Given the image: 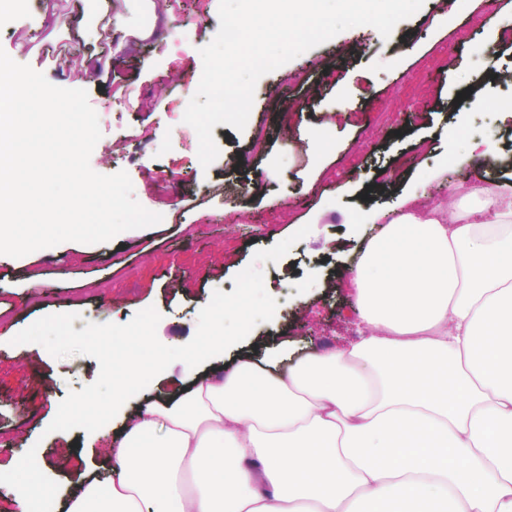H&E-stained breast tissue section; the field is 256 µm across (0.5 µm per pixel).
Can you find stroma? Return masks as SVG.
I'll list each match as a JSON object with an SVG mask.
<instances>
[{
    "instance_id": "obj_1",
    "label": "stroma",
    "mask_w": 512,
    "mask_h": 512,
    "mask_svg": "<svg viewBox=\"0 0 512 512\" xmlns=\"http://www.w3.org/2000/svg\"><path fill=\"white\" fill-rule=\"evenodd\" d=\"M109 38L100 0H25L28 28L40 44L62 48L61 61L39 62L24 49L11 15H0V48L53 85L86 90L102 137L93 171H126L135 199L162 214L160 224L109 242L66 241L20 258L0 255V468L32 458L60 487L98 469L111 425L94 432L49 431L61 401L93 383L98 361L53 357L13 337L49 314L73 312L74 329L89 313L126 324L141 310L160 314L157 337L188 343L214 291L303 226L310 233L282 259L258 264L276 299L270 322L247 342L258 356L301 359L315 348H345L360 326L348 270L381 230L369 209L405 211L436 204V192L465 195L476 185L512 178V115L501 112L512 88L483 84L493 68L512 72V43L498 40L491 15L512 20V0L487 12L483 0H425L390 37L371 26L345 30L256 84L243 131L216 125L220 154L202 167L195 130L184 123L202 74L201 47L219 28V0L197 15L194 0H166L151 15L145 0H121ZM62 26H54L55 18ZM109 63L87 79L72 56ZM477 87L482 106L449 99L448 88ZM352 97L337 109L341 88ZM265 148L251 154L255 128ZM459 130L449 144L447 130ZM493 138L495 155L483 152ZM470 150L471 164L454 153Z\"/></svg>"
}]
</instances>
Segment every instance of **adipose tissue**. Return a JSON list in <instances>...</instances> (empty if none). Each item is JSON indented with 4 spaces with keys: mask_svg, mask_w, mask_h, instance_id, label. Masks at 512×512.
<instances>
[{
    "mask_svg": "<svg viewBox=\"0 0 512 512\" xmlns=\"http://www.w3.org/2000/svg\"><path fill=\"white\" fill-rule=\"evenodd\" d=\"M367 221V336L195 374L137 407L104 477L60 497L25 467L14 512H512V182Z\"/></svg>",
    "mask_w": 512,
    "mask_h": 512,
    "instance_id": "1",
    "label": "adipose tissue"
}]
</instances>
